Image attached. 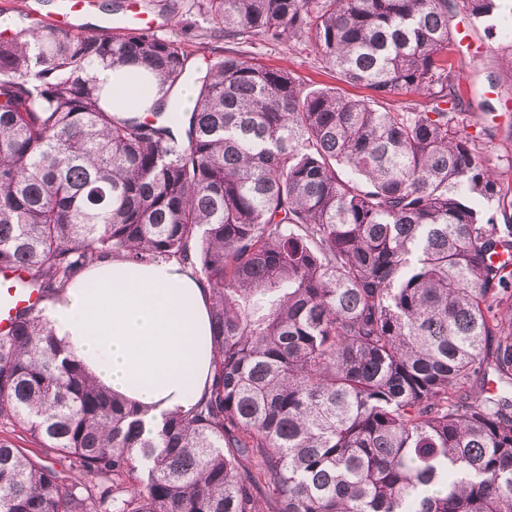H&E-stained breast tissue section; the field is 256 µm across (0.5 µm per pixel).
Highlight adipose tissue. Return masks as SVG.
<instances>
[{
    "instance_id": "ef3b65f1",
    "label": "adipose tissue",
    "mask_w": 512,
    "mask_h": 512,
    "mask_svg": "<svg viewBox=\"0 0 512 512\" xmlns=\"http://www.w3.org/2000/svg\"><path fill=\"white\" fill-rule=\"evenodd\" d=\"M210 298L190 265L108 257L75 274L42 314L67 355L154 424L189 409L212 379Z\"/></svg>"
}]
</instances>
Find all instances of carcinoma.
Instances as JSON below:
<instances>
[{
  "instance_id": "obj_1",
  "label": "carcinoma",
  "mask_w": 512,
  "mask_h": 512,
  "mask_svg": "<svg viewBox=\"0 0 512 512\" xmlns=\"http://www.w3.org/2000/svg\"><path fill=\"white\" fill-rule=\"evenodd\" d=\"M496 0H199L233 45L306 38V90L243 50L192 108L180 43L0 38V271L45 300L100 259H174L212 293L211 384L145 429L63 357L41 309L0 329V512H512V184L469 134L457 9ZM143 67L126 112L96 63ZM414 100L397 111L388 97ZM496 201L488 212L481 201ZM63 457L90 476L54 466ZM0 438L10 440L17 447L25 448L30 454L39 453V446L37 443L20 427L11 425L3 426L0 424Z\"/></svg>"
}]
</instances>
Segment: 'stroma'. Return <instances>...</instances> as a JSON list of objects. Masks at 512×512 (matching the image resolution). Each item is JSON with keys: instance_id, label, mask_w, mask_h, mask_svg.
<instances>
[{"instance_id": "35a3bbf8", "label": "stroma", "mask_w": 512, "mask_h": 512, "mask_svg": "<svg viewBox=\"0 0 512 512\" xmlns=\"http://www.w3.org/2000/svg\"><path fill=\"white\" fill-rule=\"evenodd\" d=\"M63 0H0V31L40 20L51 24L60 19ZM82 19L86 33L98 31L104 20L149 29L151 34L178 40L189 55L193 69L205 71L209 60L223 55V38L214 36L211 24L198 11V0H89ZM477 47L459 50L455 64L462 86L474 87L464 96L469 131L496 127L492 159L506 182H512V82L504 77L512 64V0H501L493 26L472 21ZM248 55L259 65L285 69L306 88L336 87L344 96L362 98L364 87L339 82L335 73L320 65L308 40L260 41L248 46Z\"/></svg>"}]
</instances>
